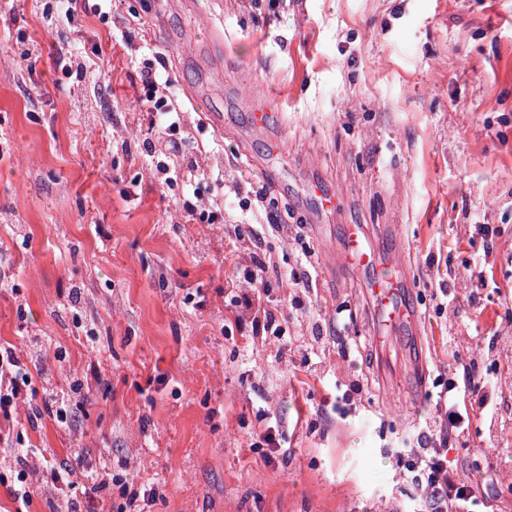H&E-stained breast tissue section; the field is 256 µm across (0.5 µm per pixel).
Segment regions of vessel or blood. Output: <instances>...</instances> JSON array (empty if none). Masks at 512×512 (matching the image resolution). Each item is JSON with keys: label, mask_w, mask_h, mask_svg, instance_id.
<instances>
[{"label": "vessel or blood", "mask_w": 512, "mask_h": 512, "mask_svg": "<svg viewBox=\"0 0 512 512\" xmlns=\"http://www.w3.org/2000/svg\"><path fill=\"white\" fill-rule=\"evenodd\" d=\"M385 238V244L375 243L364 225H347L344 261L354 273L368 274L364 295L374 309L377 326L401 335L413 334L420 315L406 299L410 281L401 253L388 246L396 238L394 229H387Z\"/></svg>", "instance_id": "b4317fda"}]
</instances>
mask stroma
Here are the masks:
<instances>
[{"label":"stroma","mask_w":512,"mask_h":512,"mask_svg":"<svg viewBox=\"0 0 512 512\" xmlns=\"http://www.w3.org/2000/svg\"><path fill=\"white\" fill-rule=\"evenodd\" d=\"M155 54L194 158L219 173L195 193L143 153L169 149L138 101ZM261 101L286 149L263 171L243 164L267 150L246 120ZM249 182L279 226L242 209ZM315 182L339 211L319 210ZM188 198L223 206V223H187ZM241 222L263 227L283 337L250 336L225 305ZM349 224L397 225L418 339L372 338L359 278L330 263ZM304 272L311 288L293 287ZM474 273L489 286L467 302ZM0 280V345L38 393L77 403L73 427L18 405L30 468L77 451L100 475L75 498L34 482L30 512H119L124 485L154 488L152 512H407L394 451L436 419L438 373L512 369V0H112L105 21L0 0ZM443 287L462 301L440 314ZM354 379L363 392L336 410ZM270 425L288 454L268 463ZM474 425L452 468L485 512H512V455ZM484 457L500 483L472 468Z\"/></svg>","instance_id":"stroma-1"}]
</instances>
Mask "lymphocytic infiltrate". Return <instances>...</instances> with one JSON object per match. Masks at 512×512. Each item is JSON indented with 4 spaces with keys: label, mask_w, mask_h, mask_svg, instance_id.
<instances>
[{
    "label": "lymphocytic infiltrate",
    "mask_w": 512,
    "mask_h": 512,
    "mask_svg": "<svg viewBox=\"0 0 512 512\" xmlns=\"http://www.w3.org/2000/svg\"><path fill=\"white\" fill-rule=\"evenodd\" d=\"M151 59H143L140 66L143 93L140 101L144 111L151 114V125L160 128L163 136L173 137L182 126V115L168 93L169 82L156 75ZM265 256L253 254L251 263L242 267L244 288L231 296L229 305L247 313V321L255 336H281L285 329L280 319L282 311L270 296L273 288L266 272ZM31 374L13 347L0 348V422L12 421L18 400L28 399L32 411L47 409L57 422L70 425L73 400L66 394L49 397L32 396ZM431 397L439 414V430L455 434L468 433L476 413H494L497 396L482 374L471 375L467 385L461 386L451 378L437 377ZM448 439L440 437L438 444L425 449L407 448L398 454L397 463L405 471L410 483L419 490V512H482L472 487L460 481L448 459ZM48 483L58 490L75 493L83 481L94 478L95 472L87 459L79 453L72 458L47 466Z\"/></svg>",
    "instance_id": "obj_1"
}]
</instances>
